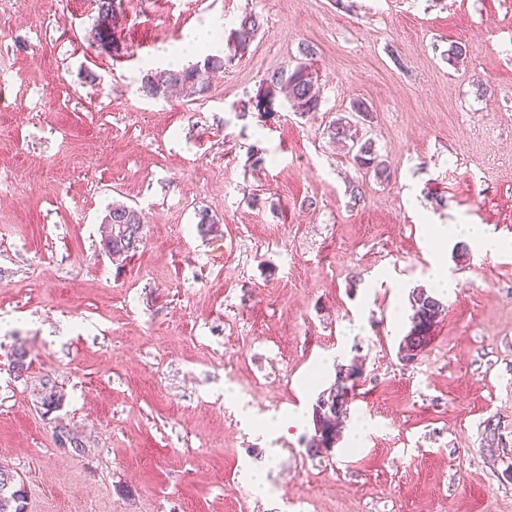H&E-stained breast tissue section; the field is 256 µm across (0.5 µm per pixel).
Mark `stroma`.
Listing matches in <instances>:
<instances>
[{"instance_id": "35a3bbf8", "label": "stroma", "mask_w": 512, "mask_h": 512, "mask_svg": "<svg viewBox=\"0 0 512 512\" xmlns=\"http://www.w3.org/2000/svg\"><path fill=\"white\" fill-rule=\"evenodd\" d=\"M248 11L263 25L235 57ZM96 16L0 0V463L25 512H512V0H117L120 56ZM213 24L228 62L206 97H146L163 51ZM302 58L318 112H242ZM358 100L388 179L327 135ZM115 202L146 220L123 260L102 248ZM434 224L507 248H441L456 286L408 365ZM354 361L353 416L310 456L312 406ZM430 231L438 243L460 236L470 239L484 255H496L507 247L501 240L487 235L479 224H434ZM38 398V403L44 410L43 413L48 416L53 412H56V409L61 407L63 404L64 394L61 390L57 389V386L52 382V380L46 379L42 384Z\"/></svg>"}]
</instances>
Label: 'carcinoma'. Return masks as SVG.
<instances>
[{
	"mask_svg": "<svg viewBox=\"0 0 512 512\" xmlns=\"http://www.w3.org/2000/svg\"><path fill=\"white\" fill-rule=\"evenodd\" d=\"M261 27L259 16L249 12L241 16L238 28L231 33L235 50L242 55ZM224 70V58L208 54L205 58L189 67L178 69L152 70L146 74L142 90L153 98L166 97L175 91L184 100L196 101L205 97L211 87V75ZM316 76L309 65L299 62L295 65L273 72L265 79V86L255 96V108L267 117L273 114L276 95L284 93L294 111L309 115L319 110L321 100L315 89ZM357 120L340 116L328 126L330 139L348 148L353 162L361 169L371 172L378 179L386 177V169L377 160L374 144L359 136V121H368L371 113L364 102L352 105ZM106 217L112 219V237L103 242V248L114 257L126 256L137 251L144 239V218L138 210L121 203H114ZM412 314L411 327L404 339L414 347L426 343L428 330L440 322L444 312L443 302L434 292L425 288H416L409 297ZM28 352L17 350L10 355L11 371L21 376L29 368ZM342 387L341 375H336L334 385L328 389V395H319L313 405L312 414L319 415L321 428L328 437L340 435V421L350 418V407L336 408L331 393ZM64 394L57 389L52 380L43 382L38 403L45 415H50L63 404ZM54 440L58 447L72 448L75 453L85 449V442L77 437L64 423L55 426ZM0 512H25V490L13 472L0 465Z\"/></svg>",
	"mask_w": 512,
	"mask_h": 512,
	"instance_id": "cac0c4a2",
	"label": "carcinoma"
}]
</instances>
